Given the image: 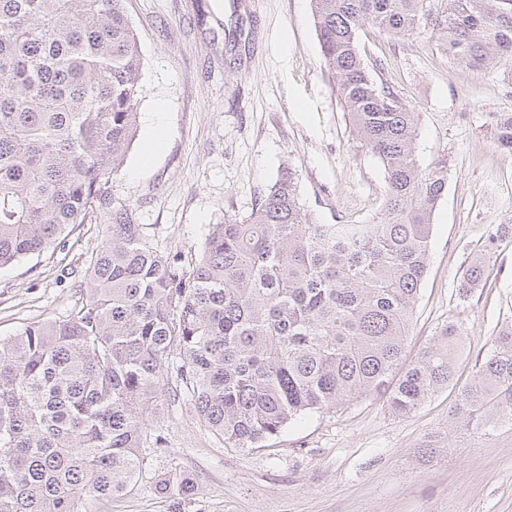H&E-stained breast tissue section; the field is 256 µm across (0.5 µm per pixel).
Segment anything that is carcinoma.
<instances>
[{
  "label": "carcinoma",
  "instance_id": "carcinoma-1",
  "mask_svg": "<svg viewBox=\"0 0 512 512\" xmlns=\"http://www.w3.org/2000/svg\"><path fill=\"white\" fill-rule=\"evenodd\" d=\"M124 2L0 0V268L60 246L94 211L111 229L80 305L0 339V512H92L133 491L171 369L199 420L238 448L362 396L410 414L454 381L453 324L405 359L447 166L419 165L415 113L373 79L358 31L430 24L448 57L492 68L512 58V0H447L437 13L427 0H312L323 62L384 169L379 220L316 222L288 167L249 215L211 225L190 262L154 247L103 190L138 130L142 57ZM494 140L512 152V113ZM509 238L504 226L471 256L461 295ZM448 417L512 426V325ZM158 487L168 512H188L198 491L176 470Z\"/></svg>",
  "mask_w": 512,
  "mask_h": 512
}]
</instances>
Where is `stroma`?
<instances>
[{
	"label": "stroma",
	"instance_id": "1",
	"mask_svg": "<svg viewBox=\"0 0 512 512\" xmlns=\"http://www.w3.org/2000/svg\"><path fill=\"white\" fill-rule=\"evenodd\" d=\"M143 58L138 141L107 185L167 253H199L210 225L248 215L284 166L322 224H365L387 185L377 157L359 147L337 81L322 62L311 0H127ZM240 31L241 43L225 38ZM374 77L410 105L421 167L446 163L433 215L430 264L407 343L415 359L448 325L463 348L455 379L408 415L363 397L291 424L261 448H236L200 422L190 398L146 420L143 479L111 512H165L157 481L177 469L195 478L198 512H512V428L456 430L448 409L476 359L512 323V242L469 296L458 290L468 258L512 225V153L493 138L512 112L499 67L451 60L441 31L359 32ZM167 135L151 159L152 122ZM106 235L101 214L73 228L63 247L0 269V336L61 318L80 303L88 261ZM70 278L58 280L60 268ZM160 443H153V436Z\"/></svg>",
	"mask_w": 512,
	"mask_h": 512
}]
</instances>
